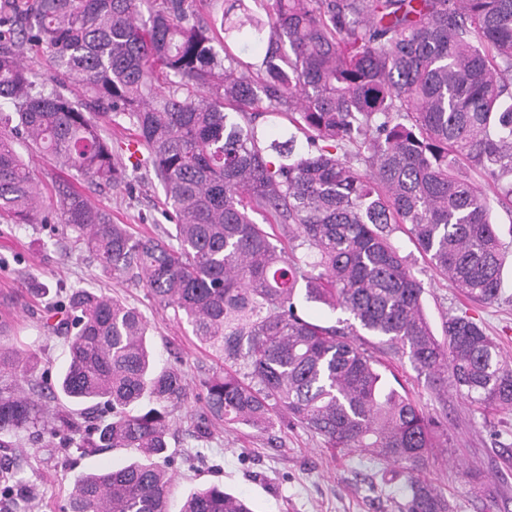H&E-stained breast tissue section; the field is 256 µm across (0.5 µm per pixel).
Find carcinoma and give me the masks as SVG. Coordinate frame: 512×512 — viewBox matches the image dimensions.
<instances>
[{"label": "carcinoma", "instance_id": "carcinoma-1", "mask_svg": "<svg viewBox=\"0 0 512 512\" xmlns=\"http://www.w3.org/2000/svg\"><path fill=\"white\" fill-rule=\"evenodd\" d=\"M246 0L207 17L194 0H0V217L62 224L107 275L144 283L224 367L202 380L207 415L246 426L288 416L327 448L356 449L405 476L400 512H452L422 476L439 424L348 340L355 327L408 357L439 392L512 412V365L467 313L426 316L422 283L390 239L404 224L431 265L472 302L497 301L508 253L476 172L512 206V0ZM267 39L260 61L234 51ZM220 48H215V45ZM46 52L40 77L23 61ZM295 133L268 134L261 117ZM135 132L161 185L171 229L136 236L68 182L44 206L15 141L75 179H128L100 121ZM283 227L274 240L253 215ZM309 302L350 314L325 326ZM47 311L67 363L53 389L74 404L55 433L78 448L136 459L85 473L67 512H168V408L184 375L156 368L142 313L84 288ZM37 357L0 343V448L48 422L41 399L4 378ZM153 407L136 413L143 400ZM0 496L16 495L3 469ZM179 512H253L218 485Z\"/></svg>", "mask_w": 512, "mask_h": 512}]
</instances>
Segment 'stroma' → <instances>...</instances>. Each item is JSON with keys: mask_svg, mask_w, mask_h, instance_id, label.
Masks as SVG:
<instances>
[{"mask_svg": "<svg viewBox=\"0 0 512 512\" xmlns=\"http://www.w3.org/2000/svg\"><path fill=\"white\" fill-rule=\"evenodd\" d=\"M80 188L92 205L111 212L114 222L129 225L134 234L154 236L167 226L162 189L146 170L119 186L84 182ZM392 240L423 284V304L433 329H440L446 316L468 313L512 362V265L505 268L500 300L473 303L429 265L403 229H394ZM31 278L52 289L103 292L137 308L147 322L157 366L175 365L184 373L190 394L173 413L170 438L174 503L216 484L250 500L255 512H399L403 477L384 478L383 464L358 451L330 452L303 427L256 429L214 420L208 438H198L195 423L205 414L198 383L219 369L216 353L201 345L172 311L159 309L141 282L101 273L92 259L74 251L68 233L0 220V317L12 326L0 342L40 359L33 374L20 376L23 387L55 384L67 360L63 339L43 326L44 300L26 290ZM359 339L380 360L383 372L395 375L447 432V447L433 449L424 476L445 493L454 512H512V412L481 410L452 391L438 394L407 357L379 345L376 337L363 333ZM133 456V451L120 448L65 450L47 432L38 441L0 448V462L16 468L34 493L28 501L0 499V512H63L79 475L122 465Z\"/></svg>", "mask_w": 512, "mask_h": 512, "instance_id": "35a3bbf8", "label": "stroma"}]
</instances>
